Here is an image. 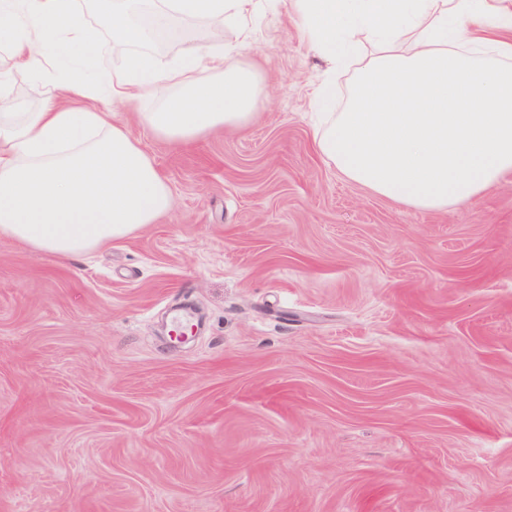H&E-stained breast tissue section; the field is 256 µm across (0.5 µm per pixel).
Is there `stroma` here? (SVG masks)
Instances as JSON below:
<instances>
[{
  "instance_id": "stroma-1",
  "label": "stroma",
  "mask_w": 512,
  "mask_h": 512,
  "mask_svg": "<svg viewBox=\"0 0 512 512\" xmlns=\"http://www.w3.org/2000/svg\"><path fill=\"white\" fill-rule=\"evenodd\" d=\"M249 25L248 130L94 103L170 186L157 223L0 239V512H512V175L440 212L348 181L313 145L326 62L274 0Z\"/></svg>"
}]
</instances>
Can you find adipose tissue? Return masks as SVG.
I'll return each mask as SVG.
<instances>
[{"instance_id": "adipose-tissue-1", "label": "adipose tissue", "mask_w": 512, "mask_h": 512, "mask_svg": "<svg viewBox=\"0 0 512 512\" xmlns=\"http://www.w3.org/2000/svg\"><path fill=\"white\" fill-rule=\"evenodd\" d=\"M294 14L312 51L356 61L348 103L313 133L348 180L400 205L439 211L468 205L512 172V0H276ZM75 0H0V103L14 101L16 70L52 81L29 112L0 113V238L70 259L156 223L172 193L141 142L86 101L156 97L140 113L156 138L186 144L245 130L263 76L221 43L184 41L173 63L144 51L151 36L137 0H92L113 41L131 48L103 85L98 31ZM255 0H159L158 19L229 20L239 47Z\"/></svg>"}]
</instances>
